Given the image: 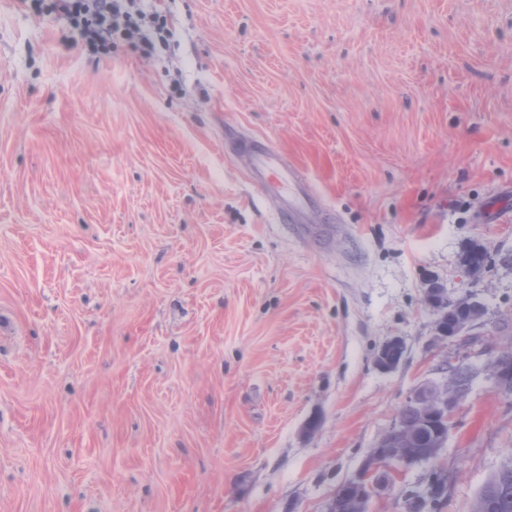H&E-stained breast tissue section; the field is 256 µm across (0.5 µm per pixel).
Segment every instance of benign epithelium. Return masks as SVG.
I'll return each instance as SVG.
<instances>
[{
  "instance_id": "1",
  "label": "benign epithelium",
  "mask_w": 512,
  "mask_h": 512,
  "mask_svg": "<svg viewBox=\"0 0 512 512\" xmlns=\"http://www.w3.org/2000/svg\"><path fill=\"white\" fill-rule=\"evenodd\" d=\"M462 400L461 395L448 392L443 382L422 385L407 398V402L423 408L425 414L440 418L442 425L448 428L452 427L453 416ZM406 437L401 424H394L388 437L379 444L382 451L366 456L359 471L345 486L363 495L375 487H384L394 474L434 463L432 459L413 457L401 448Z\"/></svg>"
}]
</instances>
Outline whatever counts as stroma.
<instances>
[{
	"label": "stroma",
	"mask_w": 512,
	"mask_h": 512,
	"mask_svg": "<svg viewBox=\"0 0 512 512\" xmlns=\"http://www.w3.org/2000/svg\"><path fill=\"white\" fill-rule=\"evenodd\" d=\"M140 7L165 45L94 55L0 0V512H326L450 356L479 369L438 458L469 512L512 455V0ZM236 137L304 172L325 244ZM432 280L486 307L447 349ZM490 254L481 244H472L464 254L463 265L471 277L483 274L489 266Z\"/></svg>",
	"instance_id": "obj_1"
}]
</instances>
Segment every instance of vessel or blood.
Masks as SVG:
<instances>
[{
	"label": "vessel or blood",
	"instance_id": "vessel-or-blood-1",
	"mask_svg": "<svg viewBox=\"0 0 512 512\" xmlns=\"http://www.w3.org/2000/svg\"><path fill=\"white\" fill-rule=\"evenodd\" d=\"M236 154L248 165L260 193L278 198L281 222L300 225L307 237L325 242L326 230L318 223L321 204L279 151L266 141L251 138L239 144Z\"/></svg>",
	"mask_w": 512,
	"mask_h": 512
}]
</instances>
